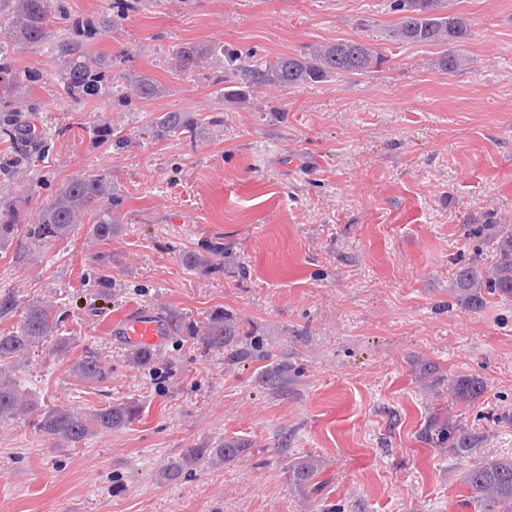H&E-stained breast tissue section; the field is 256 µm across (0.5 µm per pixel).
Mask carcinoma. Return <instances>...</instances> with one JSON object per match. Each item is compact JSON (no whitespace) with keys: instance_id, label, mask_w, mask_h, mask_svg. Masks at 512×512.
I'll return each mask as SVG.
<instances>
[{"instance_id":"carcinoma-1","label":"carcinoma","mask_w":512,"mask_h":512,"mask_svg":"<svg viewBox=\"0 0 512 512\" xmlns=\"http://www.w3.org/2000/svg\"><path fill=\"white\" fill-rule=\"evenodd\" d=\"M146 5V0H120V8L104 16L101 31L117 28L131 12ZM451 0H393L391 7L398 18L390 31L399 42L423 43L444 47L437 59L438 67L449 73L464 71L469 57L455 50L471 34L469 19L452 11ZM71 22L67 0H0V136L13 142L11 158L0 161V186L13 183L20 166L32 157V149L44 146L40 132L19 127L18 115L8 97L18 92L20 77L14 68L12 55L18 44L41 45L49 37L51 26ZM64 64L59 78L62 95L76 99L83 95H99L104 87L108 61L89 56L81 41L63 39L55 45ZM176 66L186 72L201 68L212 61L224 63V97L245 102L258 89L266 87L313 86L338 75H363L378 67L382 57L364 43L341 40L320 44L302 55L278 56L273 60H258L231 46H215L186 42L174 53ZM136 94L142 100L161 95L164 87L153 77L139 74L130 78ZM199 122L191 112L179 110L157 115L147 127L149 137L162 140L181 135L194 141ZM115 195L112 181L102 175L81 176L58 186L51 202L40 211L37 223L25 227L26 238L33 243L48 244L69 238L82 224H89L88 235L96 241L112 238L118 219L112 211ZM16 214L8 199H0V248L14 238ZM490 260L474 258L457 267L452 291L457 303L471 312L480 311L485 295L512 298V224L501 222L489 229ZM224 258V247L214 244L185 258L193 269H218ZM19 300L13 292H0V320L13 316ZM60 320L53 310L38 301L28 303L15 329L0 332V424L20 417L30 418L35 432L54 446L77 448L94 435L110 433L130 424L139 416V406L133 402H109L90 412L67 405L44 406L32 397L15 377V369L28 361L37 348L54 340L53 350L62 356L73 351L70 337L54 336ZM236 327L222 310H214L197 334L198 342L208 349H222ZM138 367H148L154 361L153 349L135 346L129 356ZM74 379L85 383H103L110 379L111 369L95 355L85 354L75 359L69 368ZM486 389L483 377L477 374L448 378V396L453 404H469ZM424 441L434 448H449L456 457L466 459L477 452L484 432L453 417L434 418L423 431ZM248 444L218 440L207 448H189L178 459L168 461L158 472L165 482L181 478L194 466H220L245 453ZM319 469L318 460L306 456L288 463V477L294 484H309ZM467 490V501L478 512H512V459L487 457L467 468L461 476Z\"/></svg>"}]
</instances>
